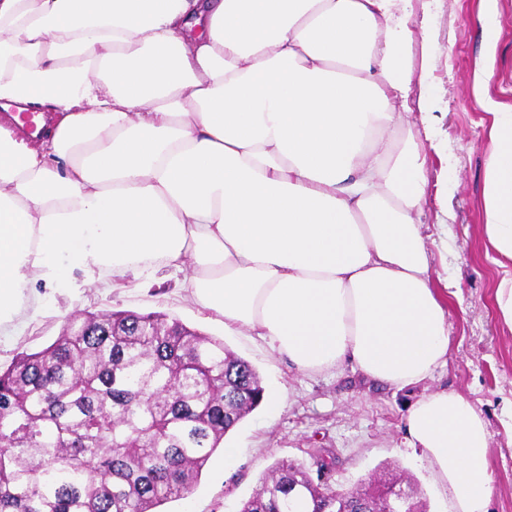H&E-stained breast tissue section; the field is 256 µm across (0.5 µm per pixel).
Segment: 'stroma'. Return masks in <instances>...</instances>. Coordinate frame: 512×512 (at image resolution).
Segmentation results:
<instances>
[{
  "instance_id": "35a3bbf8",
  "label": "stroma",
  "mask_w": 512,
  "mask_h": 512,
  "mask_svg": "<svg viewBox=\"0 0 512 512\" xmlns=\"http://www.w3.org/2000/svg\"><path fill=\"white\" fill-rule=\"evenodd\" d=\"M416 34L435 48L423 82L413 90L429 100L437 116L431 138L419 139L418 148L426 157L424 235L431 278L440 296L450 299L452 336L448 364L433 377L397 389L370 382L347 366L299 371L251 333H225L223 322L182 290V274L164 268L118 279L112 289L88 285L78 271L66 290L36 283L19 330L0 335L3 370L17 352L53 342L74 314L154 312L223 340L255 367L275 398L225 436V444L239 450L238 467L225 471L221 454H214L192 494L166 503L165 512H238L277 460L307 463L314 450L334 457L328 483L336 491L392 473L412 481L428 512H447L450 497L409 448L404 425L412 404L443 388L469 398L484 417L493 485L488 512H512V332L494 313L497 268L485 254L481 235L492 117L472 92L475 70L487 68V96L512 106V0H499L495 43L485 39L481 0H442L426 24L417 25Z\"/></svg>"
}]
</instances>
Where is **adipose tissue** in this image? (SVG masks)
<instances>
[{
    "instance_id": "ef3b65f1",
    "label": "adipose tissue",
    "mask_w": 512,
    "mask_h": 512,
    "mask_svg": "<svg viewBox=\"0 0 512 512\" xmlns=\"http://www.w3.org/2000/svg\"><path fill=\"white\" fill-rule=\"evenodd\" d=\"M415 0H0V334L33 284L160 264L303 372L350 364L404 388L448 361L430 275L413 97ZM491 114L483 191L493 304L512 331V109ZM452 500L488 512L487 425L435 391L405 417Z\"/></svg>"
}]
</instances>
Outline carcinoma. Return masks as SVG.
Returning a JSON list of instances; mask_svg holds the SVG:
<instances>
[{
	"instance_id": "obj_1",
	"label": "carcinoma",
	"mask_w": 512,
	"mask_h": 512,
	"mask_svg": "<svg viewBox=\"0 0 512 512\" xmlns=\"http://www.w3.org/2000/svg\"><path fill=\"white\" fill-rule=\"evenodd\" d=\"M264 398L249 361L176 319L70 317L0 371V512H160ZM392 480L336 492L281 459L240 512H391Z\"/></svg>"
}]
</instances>
